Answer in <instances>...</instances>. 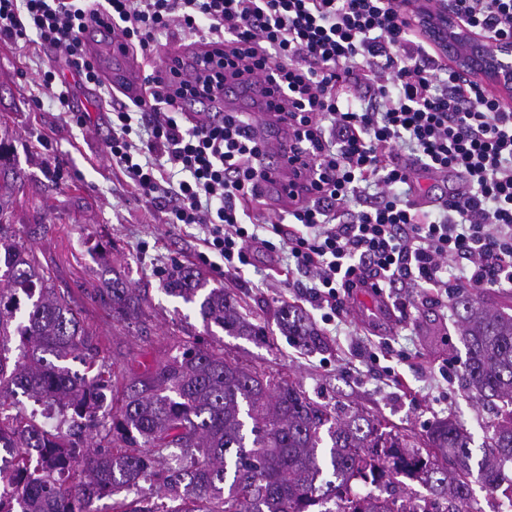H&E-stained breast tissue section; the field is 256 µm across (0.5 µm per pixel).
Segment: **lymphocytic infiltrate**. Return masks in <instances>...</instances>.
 Listing matches in <instances>:
<instances>
[{"label":"lymphocytic infiltrate","mask_w":512,"mask_h":512,"mask_svg":"<svg viewBox=\"0 0 512 512\" xmlns=\"http://www.w3.org/2000/svg\"><path fill=\"white\" fill-rule=\"evenodd\" d=\"M401 0H0V41L37 42L81 82L98 84L81 35L106 16L122 50L152 57L158 36L215 46L219 71H245L271 83L288 103L290 162L306 181L307 201L276 217L249 209L268 174L252 139L249 112L191 119L193 95L175 61L143 78V97L110 103L113 166L138 196L161 205L171 224L207 230V247L227 270L247 264L253 244L272 232L297 273L339 313L352 288L454 295L463 288H512V109L439 62ZM469 25L512 42V0H455ZM376 86L367 102L362 80ZM142 138H133L134 129ZM410 150L398 159L399 147ZM464 184L428 211L398 186L416 170ZM182 180L172 181V172ZM376 186L363 198L362 185ZM361 210H351L354 199Z\"/></svg>","instance_id":"obj_1"}]
</instances>
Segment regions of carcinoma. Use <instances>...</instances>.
Segmentation results:
<instances>
[{"label": "carcinoma", "instance_id": "obj_1", "mask_svg": "<svg viewBox=\"0 0 512 512\" xmlns=\"http://www.w3.org/2000/svg\"><path fill=\"white\" fill-rule=\"evenodd\" d=\"M16 237L0 207V512H93L95 501L136 493L142 482L159 483L183 507L135 498L112 512H430L434 494L445 512H469L473 472L491 487L512 463V315L497 308L467 298L459 314L466 382L497 409L492 434L476 453L462 427L440 421L425 462L408 436L358 410L315 404L293 381L221 350L179 342L165 363L130 375L97 363L81 311ZM163 286L199 303L204 326L257 335L224 289L205 288L193 268L174 264ZM99 302L117 321L146 316L123 282ZM279 324L304 346L322 345L297 310H281ZM108 392L121 406L105 420ZM411 459L423 491H385L380 476L394 479Z\"/></svg>", "mask_w": 512, "mask_h": 512}]
</instances>
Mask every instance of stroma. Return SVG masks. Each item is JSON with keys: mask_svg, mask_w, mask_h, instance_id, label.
Listing matches in <instances>:
<instances>
[{"mask_svg": "<svg viewBox=\"0 0 512 512\" xmlns=\"http://www.w3.org/2000/svg\"><path fill=\"white\" fill-rule=\"evenodd\" d=\"M49 58L46 51L26 56L0 42V141L23 182L18 191L0 189V207L53 270L56 288L79 304L108 361L121 368L155 365L178 341L220 347L246 365L289 376L313 402L358 408L416 443L436 422L450 419L482 444L496 410L464 386L466 349L454 307L411 288L407 306H394L392 325L362 324L352 310L362 301L355 292L350 307L327 324L316 302L286 283L287 252L257 248L249 265L226 272L219 254L204 252L201 226L168 223L166 213L140 202L130 179L113 168L106 155L112 129L98 87L74 89L75 105L89 114L85 124L61 114L44 95L39 73ZM49 156L57 160L51 170L44 165ZM176 263L197 269L208 287L230 294L259 335L206 332L197 304L163 289L165 273ZM116 279L138 289L146 325L113 321L99 303V293ZM288 307L317 329L321 348H304L281 330L278 313Z\"/></svg>", "mask_w": 512, "mask_h": 512, "instance_id": "obj_1", "label": "stroma"}]
</instances>
